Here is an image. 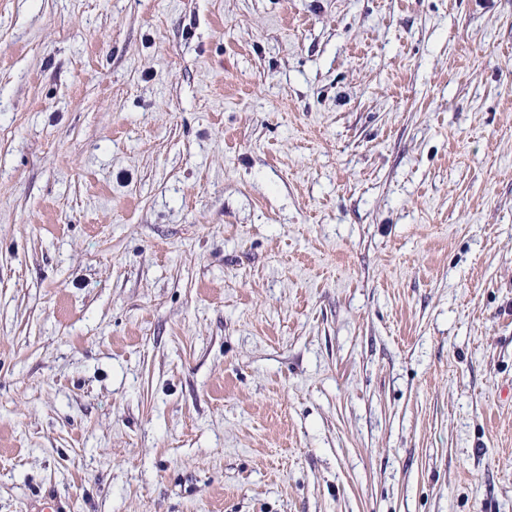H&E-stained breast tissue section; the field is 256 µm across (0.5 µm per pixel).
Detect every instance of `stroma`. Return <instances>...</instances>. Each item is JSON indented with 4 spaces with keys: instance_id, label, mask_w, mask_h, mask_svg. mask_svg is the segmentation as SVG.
Segmentation results:
<instances>
[{
    "instance_id": "35a3bbf8",
    "label": "stroma",
    "mask_w": 512,
    "mask_h": 512,
    "mask_svg": "<svg viewBox=\"0 0 512 512\" xmlns=\"http://www.w3.org/2000/svg\"><path fill=\"white\" fill-rule=\"evenodd\" d=\"M512 512V0H0V512Z\"/></svg>"
}]
</instances>
